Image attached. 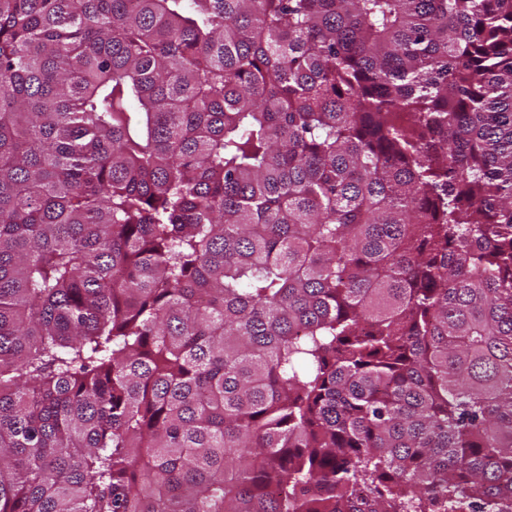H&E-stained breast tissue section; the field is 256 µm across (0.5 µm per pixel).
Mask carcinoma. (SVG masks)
<instances>
[{
    "label": "carcinoma",
    "mask_w": 512,
    "mask_h": 512,
    "mask_svg": "<svg viewBox=\"0 0 512 512\" xmlns=\"http://www.w3.org/2000/svg\"><path fill=\"white\" fill-rule=\"evenodd\" d=\"M0 512H512V0H0Z\"/></svg>",
    "instance_id": "carcinoma-1"
}]
</instances>
